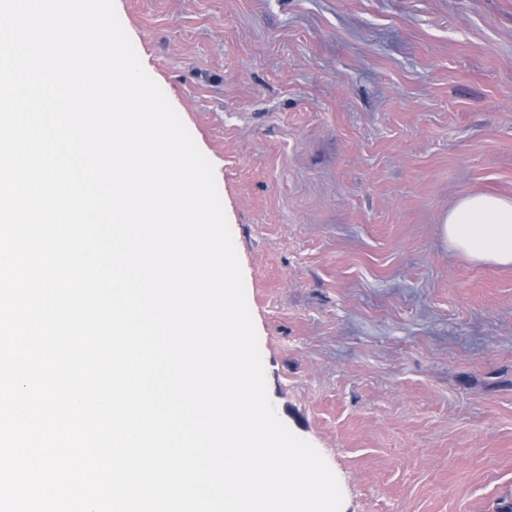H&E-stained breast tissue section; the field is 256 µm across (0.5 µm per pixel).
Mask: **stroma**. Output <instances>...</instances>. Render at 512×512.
<instances>
[{"mask_svg": "<svg viewBox=\"0 0 512 512\" xmlns=\"http://www.w3.org/2000/svg\"><path fill=\"white\" fill-rule=\"evenodd\" d=\"M214 167L276 413L341 512L512 505V0H114ZM441 226L449 246L472 262L512 266V199L466 196L448 211Z\"/></svg>", "mask_w": 512, "mask_h": 512, "instance_id": "35a3bbf8", "label": "stroma"}]
</instances>
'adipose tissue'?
Here are the masks:
<instances>
[{
  "instance_id": "1",
  "label": "adipose tissue",
  "mask_w": 512,
  "mask_h": 512,
  "mask_svg": "<svg viewBox=\"0 0 512 512\" xmlns=\"http://www.w3.org/2000/svg\"><path fill=\"white\" fill-rule=\"evenodd\" d=\"M449 246L477 264L512 266V199L469 195L442 223Z\"/></svg>"
}]
</instances>
